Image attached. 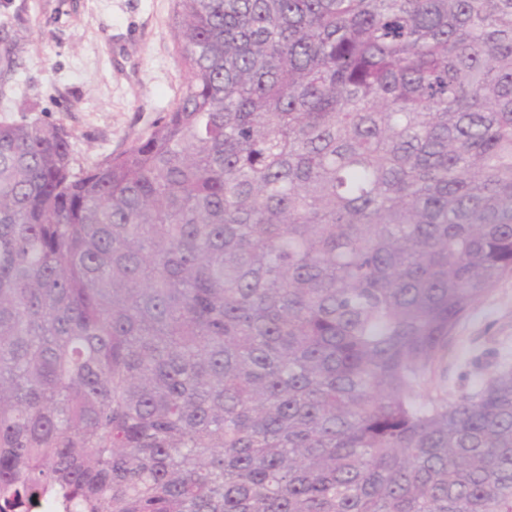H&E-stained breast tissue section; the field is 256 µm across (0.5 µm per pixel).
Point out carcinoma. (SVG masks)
<instances>
[{
  "instance_id": "1",
  "label": "carcinoma",
  "mask_w": 512,
  "mask_h": 512,
  "mask_svg": "<svg viewBox=\"0 0 512 512\" xmlns=\"http://www.w3.org/2000/svg\"><path fill=\"white\" fill-rule=\"evenodd\" d=\"M188 78L75 169L0 123V512H512V0H174ZM504 358L512 363V276L503 278L458 325L422 394L470 391Z\"/></svg>"
}]
</instances>
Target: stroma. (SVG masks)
<instances>
[{"mask_svg":"<svg viewBox=\"0 0 512 512\" xmlns=\"http://www.w3.org/2000/svg\"><path fill=\"white\" fill-rule=\"evenodd\" d=\"M187 80L173 0H0V122L69 134L75 168L146 138ZM512 361V276L456 328L424 394L477 386Z\"/></svg>","mask_w":512,"mask_h":512,"instance_id":"35a3bbf8","label":"stroma"}]
</instances>
